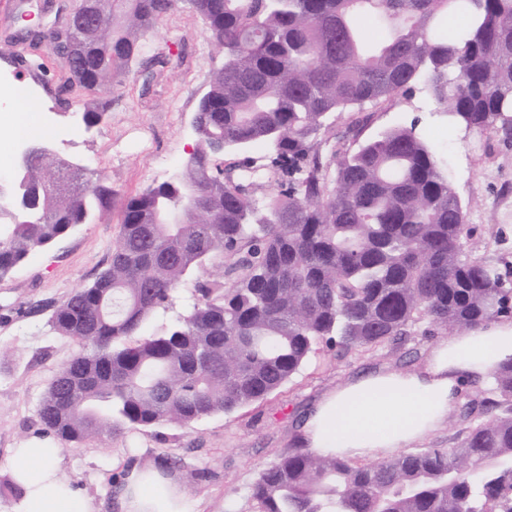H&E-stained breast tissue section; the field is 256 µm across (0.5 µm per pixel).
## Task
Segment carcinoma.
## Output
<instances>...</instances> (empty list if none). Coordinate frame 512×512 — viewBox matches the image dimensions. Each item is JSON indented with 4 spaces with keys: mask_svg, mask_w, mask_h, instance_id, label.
<instances>
[{
    "mask_svg": "<svg viewBox=\"0 0 512 512\" xmlns=\"http://www.w3.org/2000/svg\"><path fill=\"white\" fill-rule=\"evenodd\" d=\"M111 18L72 33L69 69L89 129L129 74L170 0H97ZM223 65L197 105L196 147L169 181L118 198L105 176L35 144L21 178L37 205L0 210V279L120 201L107 267L54 306L52 329L79 351L50 377L39 408L66 443L122 427L188 426L266 399L318 346L343 353L407 335L423 320L463 331L512 316V263L468 258L466 209L434 146L390 127L329 150L349 112L427 91L448 123L512 138V0H194ZM224 138V152L214 146ZM257 143L271 153L248 156ZM331 152L335 169L325 159ZM205 203L188 224L159 210ZM274 188L262 206L254 194ZM172 327L130 341L192 275ZM487 397H465L454 448L380 462L295 448L250 488L258 512H512V361Z\"/></svg>",
    "mask_w": 512,
    "mask_h": 512,
    "instance_id": "cac0c4a2",
    "label": "carcinoma"
}]
</instances>
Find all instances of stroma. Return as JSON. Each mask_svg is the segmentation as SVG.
Here are the masks:
<instances>
[{"mask_svg": "<svg viewBox=\"0 0 512 512\" xmlns=\"http://www.w3.org/2000/svg\"><path fill=\"white\" fill-rule=\"evenodd\" d=\"M72 0L51 12L23 17L20 0H0V69L22 55L37 63L35 77L17 79L40 128L25 137L102 172L113 189L136 194L173 178L187 162L195 135L192 117L222 56L203 21L187 4L159 20L123 84L113 87L105 119L80 127L85 93L48 45L15 41L27 26L53 27ZM362 136L394 126L417 125L434 143L448 179L464 203L468 256L512 262V141L496 128L449 126L422 89L367 106ZM119 232L118 217L92 219L47 251L30 255L0 279V481L9 477L13 449L44 439L38 409L53 371L78 344L48 323L53 306L90 284L106 267ZM439 333L417 324L410 336L370 349L339 354L323 348L279 393L230 414L189 426L160 425L62 445L60 473L90 498L94 512H118L116 479L135 466L169 472L197 503V512H255L250 487L259 472L297 446L310 407L351 378L376 370L422 366Z\"/></svg>", "mask_w": 512, "mask_h": 512, "instance_id": "obj_1", "label": "stroma"}]
</instances>
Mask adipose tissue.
Listing matches in <instances>:
<instances>
[{
	"label": "adipose tissue",
	"instance_id": "obj_1",
	"mask_svg": "<svg viewBox=\"0 0 512 512\" xmlns=\"http://www.w3.org/2000/svg\"><path fill=\"white\" fill-rule=\"evenodd\" d=\"M512 360V319L501 318L437 342L421 368L376 371L339 386L309 413L299 443L319 455L382 460L433 433L462 387L483 383ZM60 450L46 440L14 449L13 478L23 489L19 512H92L88 498L62 478ZM120 512H192L186 492L161 470L131 468Z\"/></svg>",
	"mask_w": 512,
	"mask_h": 512
}]
</instances>
